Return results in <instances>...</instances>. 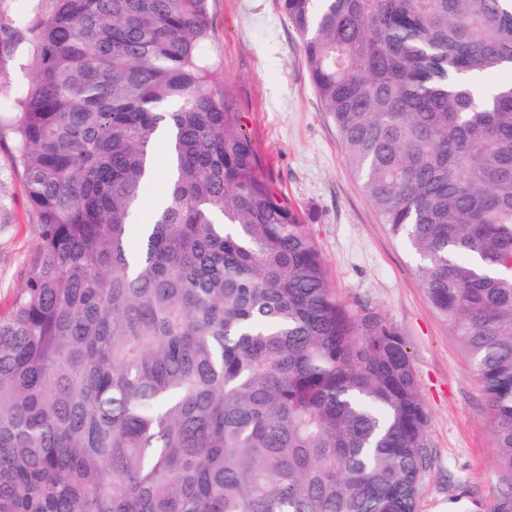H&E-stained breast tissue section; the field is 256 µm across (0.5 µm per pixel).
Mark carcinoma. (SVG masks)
I'll list each match as a JSON object with an SVG mask.
<instances>
[{
    "label": "carcinoma",
    "instance_id": "carcinoma-1",
    "mask_svg": "<svg viewBox=\"0 0 512 512\" xmlns=\"http://www.w3.org/2000/svg\"><path fill=\"white\" fill-rule=\"evenodd\" d=\"M512 486V0H281ZM210 0H37L0 61L40 242L0 314V512H418L406 342L342 302L211 80ZM166 165L150 224L135 213ZM0 85L8 95L15 96L24 92L34 78L32 50L26 43L18 45L11 56L3 60Z\"/></svg>",
    "mask_w": 512,
    "mask_h": 512
}]
</instances>
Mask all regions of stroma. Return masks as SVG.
Returning a JSON list of instances; mask_svg holds the SVG:
<instances>
[{"mask_svg":"<svg viewBox=\"0 0 512 512\" xmlns=\"http://www.w3.org/2000/svg\"><path fill=\"white\" fill-rule=\"evenodd\" d=\"M210 10L212 80L242 112L263 174L302 214L340 299L377 305L406 342L432 450L418 512H486L507 490L487 403L457 337L426 298L414 255L389 234L347 164L280 0H211ZM33 78L28 44L0 61L8 95L24 92ZM39 242L9 116L0 113L1 313L25 285Z\"/></svg>","mask_w":512,"mask_h":512,"instance_id":"35a3bbf8","label":"stroma"}]
</instances>
